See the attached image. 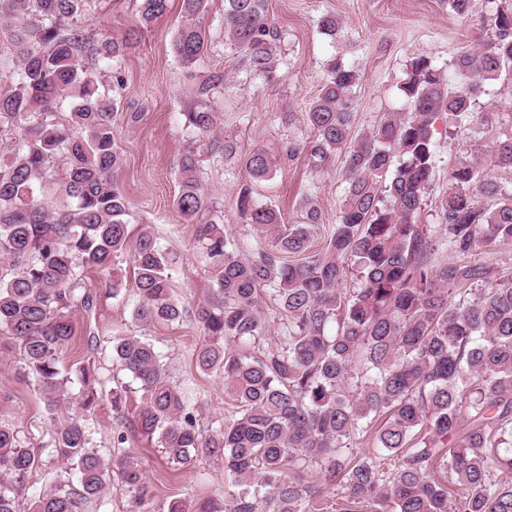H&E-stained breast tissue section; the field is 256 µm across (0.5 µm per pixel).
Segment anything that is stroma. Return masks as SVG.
Returning <instances> with one entry per match:
<instances>
[{
    "label": "stroma",
    "mask_w": 512,
    "mask_h": 512,
    "mask_svg": "<svg viewBox=\"0 0 512 512\" xmlns=\"http://www.w3.org/2000/svg\"><path fill=\"white\" fill-rule=\"evenodd\" d=\"M269 12L280 34L281 64L274 81L229 71L230 50L224 43V0H210L205 19L208 51L195 67L187 69L176 58L173 36L183 22L178 0H171L165 16L142 25L135 0H91L82 22L97 36L123 38L139 31L137 44L124 55L123 104L112 116V125L124 162L117 173L126 194L131 229L151 225L159 246L175 255L172 271L175 299L186 308L180 322L166 325H136L128 299L134 298L133 268L128 257L117 260L113 272L90 273L86 286L96 294L90 312H78L77 333L63 356L65 366L91 365L106 381L116 373L111 341L118 334H135L155 345L163 354L171 382L186 391L191 400L206 401L200 419L202 428L224 418L231 410L224 397V381L196 367L195 354L204 342L201 326L192 309L207 296L210 280L203 253L195 240V226L175 208L179 189L176 161L188 145L183 114L197 99L196 88L210 72L228 70L230 83L218 90L210 103L221 118V137L232 143L235 158L207 160L201 179L217 203L220 221L240 254L253 256L268 237L256 225L246 223L236 207L238 189L250 183L242 154L261 148L278 158L270 180L253 184L259 203L273 206L283 223L302 218L303 196L314 195L323 224L338 220L344 197L340 174L342 163L333 160L324 170H313L304 156H289L288 148L305 144L312 137L306 112L324 79L327 61L336 55L353 62L360 72L354 90L352 130L362 133L377 126L383 115L399 112L405 102L399 91L408 61L430 57L445 73H452L456 55L487 40L490 29L475 15L457 16L448 0H269ZM338 15L343 20L339 39L322 35L321 16ZM142 113L136 125L125 115ZM512 137V79L487 82L475 100L474 112L455 123L439 117L435 123L437 143L435 180L424 201L420 223L441 237L436 207L448 190V173L467 150L489 149L492 142ZM127 287V299H112L113 278ZM74 407L61 408L49 417L34 387L22 377L18 346L0 334V422L12 425L23 443L39 455V464L29 478L34 487L74 483L72 471L49 459L44 448L51 442L53 420H65ZM142 468L154 487L153 508L165 512L170 500L187 505L224 493V464L201 458L189 468L169 464L161 448L140 437L132 438Z\"/></svg>",
    "instance_id": "obj_1"
}]
</instances>
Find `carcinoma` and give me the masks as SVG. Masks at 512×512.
<instances>
[{
	"label": "carcinoma",
	"instance_id": "cac0c4a2",
	"mask_svg": "<svg viewBox=\"0 0 512 512\" xmlns=\"http://www.w3.org/2000/svg\"><path fill=\"white\" fill-rule=\"evenodd\" d=\"M170 0H140L144 25ZM186 22L173 51L186 68L205 55L209 0H180ZM90 0H0V329L20 348L29 382L50 412L74 400L85 412L100 404L103 381L88 366L68 369L62 356L75 335L76 312L94 295L84 278L131 253L142 325L183 318L173 298L174 259L152 227L129 234L128 203L112 115L122 101L121 63L131 38H98L80 23ZM224 40L231 68L271 81L279 32L268 0H224ZM492 38L460 52L454 85L424 55L407 64L400 91L410 112H392L363 135L351 134L356 67L334 57L306 112L312 139L288 156L306 155L315 170L341 158L344 198L323 250L306 255L321 212L302 198L303 220L283 224L242 186L237 208L269 233L268 248L247 258L211 218L215 201L199 179L210 157L233 156L219 139L214 71L197 87L199 106L183 113L192 142L178 159L175 206L196 224L212 288L196 307L205 334L196 367L224 378L232 411L204 430L201 409L169 380L161 353L139 336L112 337V361L130 383L112 385L118 430L102 457L81 416L55 426L48 456L75 471L78 488L31 490L27 512H85L117 476L130 493L126 512H151L153 487L128 447V433L156 439L168 460L189 467L224 460V497L194 512H314L323 489L341 488L338 512H512V268L475 253L512 243V190L485 175L475 151L448 175L438 204V247L418 223L435 176L438 117L473 112L484 84L512 76V3L490 14ZM337 39L341 22L321 17ZM63 162L55 210L46 185ZM255 182L277 160L261 148L244 155ZM490 165L512 173V138L491 145ZM486 199L480 204L479 197ZM363 286L342 291L346 264ZM277 302L275 343L250 351L271 332L261 291ZM78 394L70 395L72 387ZM140 394L135 411L129 392ZM374 435L376 448L354 452ZM38 464L9 424L0 423V512H20L18 489ZM318 469V478L305 474Z\"/></svg>",
	"mask_w": 512,
	"mask_h": 512
}]
</instances>
